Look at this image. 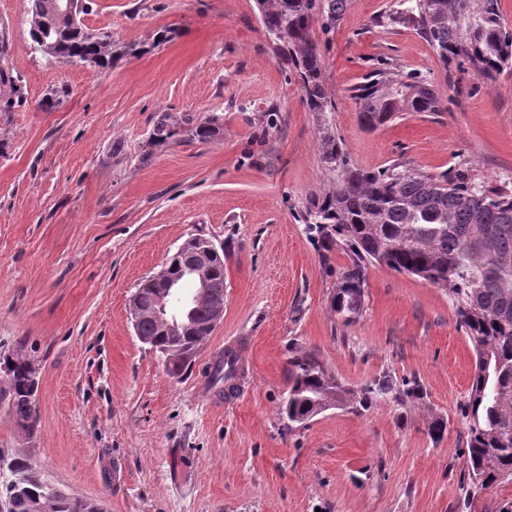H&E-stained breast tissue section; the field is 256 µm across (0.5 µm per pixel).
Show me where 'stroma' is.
<instances>
[{
    "label": "stroma",
    "mask_w": 512,
    "mask_h": 512,
    "mask_svg": "<svg viewBox=\"0 0 512 512\" xmlns=\"http://www.w3.org/2000/svg\"><path fill=\"white\" fill-rule=\"evenodd\" d=\"M399 9L349 0L335 28L314 26L336 103L322 118L304 107L255 0H93L88 29L127 42L178 31L108 69L47 62L26 0H0V66L27 92L0 112V360L22 355L39 383L30 436L9 413L0 368V459H31L50 485L104 512H512V477L469 481L461 407L475 350L447 290L370 263L363 308L344 321L332 298L350 256L303 223L329 180L325 121L355 168L434 175L463 164L512 189V70L489 81L444 69ZM380 60L426 76L442 111L362 127L350 90ZM62 83L69 97L42 111ZM165 112L224 123L209 141L182 137L143 158ZM195 236L224 250V320L177 380L136 336L128 303ZM229 346L243 374L227 398L207 370ZM301 351L345 387L387 378L423 397L389 393L289 426L278 406Z\"/></svg>",
    "instance_id": "1"
}]
</instances>
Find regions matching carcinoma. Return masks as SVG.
<instances>
[{"instance_id": "1", "label": "carcinoma", "mask_w": 512, "mask_h": 512, "mask_svg": "<svg viewBox=\"0 0 512 512\" xmlns=\"http://www.w3.org/2000/svg\"><path fill=\"white\" fill-rule=\"evenodd\" d=\"M61 0H28L29 36L35 49L54 63L90 62L109 68L120 60L140 57L166 44L173 31L161 28L149 43L125 42L108 32H93L81 22L91 0H73L63 14ZM265 34L283 63L301 84L310 112L336 111L324 82V59L312 36V23L335 25L348 0H256ZM444 66L494 80L512 67V28L504 23L498 0H408L406 7ZM69 95L65 85L42 98L51 111ZM26 98L22 81L0 67V112H10ZM358 118L376 130L406 112H439L441 101L433 85L413 73L392 75L378 66L351 89ZM223 119H201L165 112L159 116L143 146L142 158L169 146L180 136L201 142L218 135ZM322 160L331 181L306 208L304 223L324 245L342 242L353 254L351 266L336 284L333 308L352 320L363 306L365 263L377 262L448 290L459 324L473 341L475 372L462 415L468 422L467 470L472 484L486 487L512 475V192L477 179L466 167L428 175L402 165L363 171L350 165L340 138L324 123L320 138ZM183 251L165 262L169 276L182 272ZM210 288L192 289L191 320L166 327L153 312L157 285L144 280L136 288L144 313L136 335L155 350L172 377L181 376L208 341L210 297L224 294V250L214 254L208 269ZM8 376V409L24 431H37L35 395L23 358L4 360ZM224 394L238 389L239 372L232 351L219 355L210 372ZM399 399L419 400L417 386L402 390L379 379L359 390L345 388L330 375L315 354L288 360V395L279 415L288 425H306L333 408L367 409L390 392ZM0 475V512H95L91 502L55 490L45 497L40 482L29 479L38 470L30 459L16 457Z\"/></svg>"}]
</instances>
